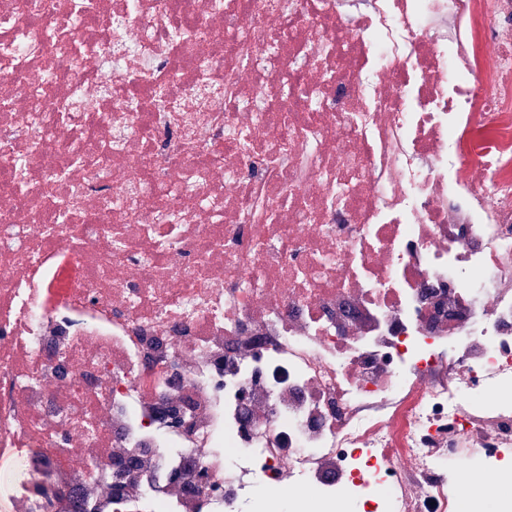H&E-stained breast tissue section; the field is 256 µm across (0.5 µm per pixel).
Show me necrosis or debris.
Instances as JSON below:
<instances>
[{
	"label": "necrosis or debris",
	"mask_w": 512,
	"mask_h": 512,
	"mask_svg": "<svg viewBox=\"0 0 512 512\" xmlns=\"http://www.w3.org/2000/svg\"><path fill=\"white\" fill-rule=\"evenodd\" d=\"M0 448V512H512V0H0Z\"/></svg>",
	"instance_id": "obj_1"
}]
</instances>
